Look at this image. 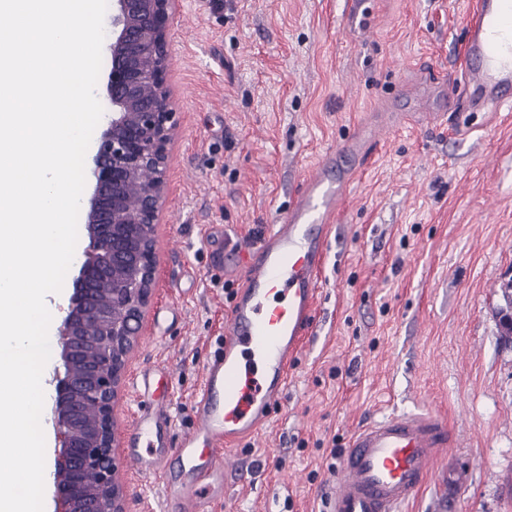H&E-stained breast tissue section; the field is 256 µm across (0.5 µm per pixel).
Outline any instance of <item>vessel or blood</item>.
<instances>
[{
	"instance_id": "obj_1",
	"label": "vessel or blood",
	"mask_w": 512,
	"mask_h": 512,
	"mask_svg": "<svg viewBox=\"0 0 512 512\" xmlns=\"http://www.w3.org/2000/svg\"><path fill=\"white\" fill-rule=\"evenodd\" d=\"M465 67L478 89V107L511 101L512 0H476L468 18ZM377 139L366 127L326 155L290 198L287 209L248 252L224 324V338L203 369L191 429L175 447L147 449L137 458L145 475L162 477L166 497L180 512H201L224 480L217 448L253 437L271 418L288 371L315 318V276L327 249L333 215L344 199L357 160ZM167 402L137 415L141 438L158 434ZM451 436L432 411L400 412L360 428L336 468L328 512H401L446 457ZM185 460L187 482L166 479L169 456Z\"/></svg>"
}]
</instances>
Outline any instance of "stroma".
Returning <instances> with one entry per match:
<instances>
[{"label":"stroma","mask_w":512,"mask_h":512,"mask_svg":"<svg viewBox=\"0 0 512 512\" xmlns=\"http://www.w3.org/2000/svg\"><path fill=\"white\" fill-rule=\"evenodd\" d=\"M469 0H182L168 83L179 126L158 228L157 285L132 383L160 377L174 445L224 334L250 245L323 154L391 102L446 124L391 131L333 225L313 333L259 435L231 452L213 512H326L338 454L385 414L431 407L457 442L404 512H512V107L469 111L457 52ZM132 512H167L128 448Z\"/></svg>","instance_id":"35a3bbf8"}]
</instances>
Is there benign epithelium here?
<instances>
[{
    "label": "benign epithelium",
    "instance_id": "benign-epithelium-1",
    "mask_svg": "<svg viewBox=\"0 0 512 512\" xmlns=\"http://www.w3.org/2000/svg\"><path fill=\"white\" fill-rule=\"evenodd\" d=\"M109 115L80 202L90 246L58 329L52 474L56 512H128L114 404L155 291V226L177 128L168 87L170 26L180 0H114Z\"/></svg>",
    "mask_w": 512,
    "mask_h": 512
}]
</instances>
